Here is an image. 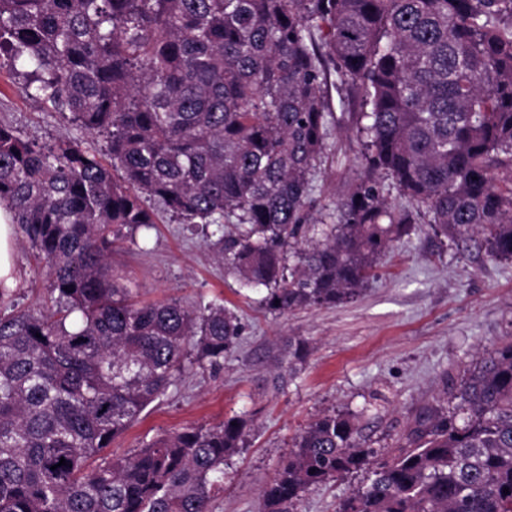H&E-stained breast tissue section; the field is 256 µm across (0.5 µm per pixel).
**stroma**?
I'll use <instances>...</instances> for the list:
<instances>
[{
	"label": "stroma",
	"mask_w": 512,
	"mask_h": 512,
	"mask_svg": "<svg viewBox=\"0 0 512 512\" xmlns=\"http://www.w3.org/2000/svg\"><path fill=\"white\" fill-rule=\"evenodd\" d=\"M0 121L41 144L71 138L110 163L103 137L91 135L59 113L26 98L21 78L0 69ZM333 163L318 173L316 206L334 201L361 172L360 146L348 119L328 140ZM20 310L44 306L47 271L28 243L17 242ZM144 300L175 299L188 305L223 301L241 322V333L222 367L183 375L111 445L124 455L142 442L191 425H216L246 411L251 429L243 448L224 466V488L211 512H260L261 492L291 450L293 438L327 411H363L361 437L392 451L425 406L443 402L477 356L512 336V261L478 249L460 256L451 244L414 226L379 259L377 275L351 302L279 314L259 292L240 287L215 263L200 233L160 214L147 241L112 256ZM305 340L308 355L289 374L284 349ZM351 473L303 493L296 512H336L368 478Z\"/></svg>",
	"instance_id": "stroma-1"
}]
</instances>
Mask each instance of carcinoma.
Returning a JSON list of instances; mask_svg holds the SVG:
<instances>
[{
  "mask_svg": "<svg viewBox=\"0 0 512 512\" xmlns=\"http://www.w3.org/2000/svg\"><path fill=\"white\" fill-rule=\"evenodd\" d=\"M2 59L28 97L105 136L112 163L0 123V204L51 303L16 311L0 281V512H209L247 413L104 454L240 335L224 305L140 302L112 268L159 208L201 225L224 274L280 313L355 299L423 216L512 259V0H0ZM331 86L357 107L364 170L317 215ZM358 419L311 421L261 512L368 466L338 512H512V339L397 453L357 439Z\"/></svg>",
  "mask_w": 512,
  "mask_h": 512,
  "instance_id": "carcinoma-1",
  "label": "carcinoma"
}]
</instances>
